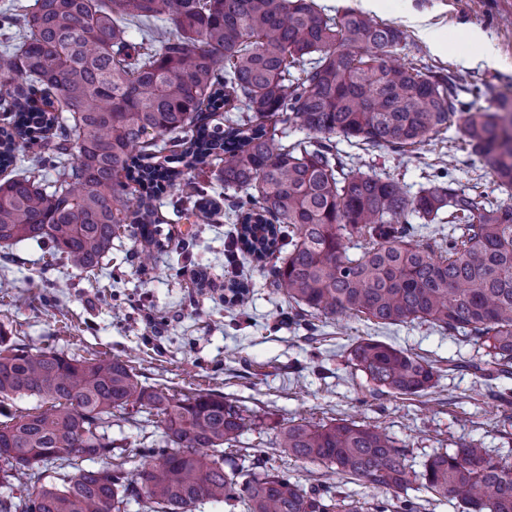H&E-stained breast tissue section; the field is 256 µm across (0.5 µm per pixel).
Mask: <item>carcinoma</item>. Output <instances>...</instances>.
Returning a JSON list of instances; mask_svg holds the SVG:
<instances>
[{
  "instance_id": "carcinoma-1",
  "label": "carcinoma",
  "mask_w": 512,
  "mask_h": 512,
  "mask_svg": "<svg viewBox=\"0 0 512 512\" xmlns=\"http://www.w3.org/2000/svg\"><path fill=\"white\" fill-rule=\"evenodd\" d=\"M404 47L397 26L316 0H0V173L11 174L0 243L43 241L93 275L120 232L157 242L156 196L180 191L176 212L209 224L221 212L212 195L232 190V251L270 264L288 324L427 323L474 346L479 377L512 374V204L444 172L413 194L391 172L347 165L333 140L418 152L454 126L512 198V97L478 109L491 86L400 62ZM290 127L309 136L288 144ZM414 219L452 228L418 242ZM230 292V307L248 303L246 283ZM347 361L377 392L423 396L441 377L372 336ZM14 395L49 407L0 421V512H126L132 500L144 512H358L333 484L308 490L268 459L259 475L238 467L228 452L248 419L223 396L145 386L118 358L33 353L0 325V404ZM130 407L155 418L164 442L157 462L131 470L146 453L107 432ZM275 445L387 493L373 512H422L406 494L413 479L440 502L512 512V465L478 440L420 472L383 429L345 418L290 421ZM50 466L74 473L45 483Z\"/></svg>"
}]
</instances>
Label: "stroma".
Masks as SVG:
<instances>
[{
    "mask_svg": "<svg viewBox=\"0 0 512 512\" xmlns=\"http://www.w3.org/2000/svg\"><path fill=\"white\" fill-rule=\"evenodd\" d=\"M331 9L354 8L376 20L398 25L419 66L452 75L456 82L489 84L512 95V0H318ZM482 39H463L465 27ZM493 48L498 65L485 63ZM350 163L363 171L389 170L410 191L448 168L463 189L479 186L486 197L502 200L477 157L449 150L447 144L413 155L383 148L362 151L339 139ZM226 218L202 224L186 252L173 245L150 246L130 236L114 239L98 277L89 278L65 263L47 265V244L22 241L0 248V324L12 329L17 344L52 349L76 357L104 354L133 367L139 380L158 389H205L224 396L253 416L258 427L241 438L245 448L271 442L288 420L314 422L348 415L385 429L403 447L414 470L429 454L457 443L481 441L494 459L512 464V421L492 392L512 393V376L490 381L466 369L449 370V361L470 359L471 344L424 324L388 328L349 320L345 329L324 323L316 340L280 318L288 304L271 285L269 268L239 258V277L250 287L245 314L227 308L230 273ZM371 336L432 360L443 374L428 394L372 393L362 373L347 364L346 350ZM108 433L120 443L159 447L162 431L146 413L116 417ZM304 485L316 479L344 485L360 512H371L374 489L345 483L325 467L278 456Z\"/></svg>",
    "mask_w": 512,
    "mask_h": 512,
    "instance_id": "obj_1",
    "label": "stroma"
}]
</instances>
